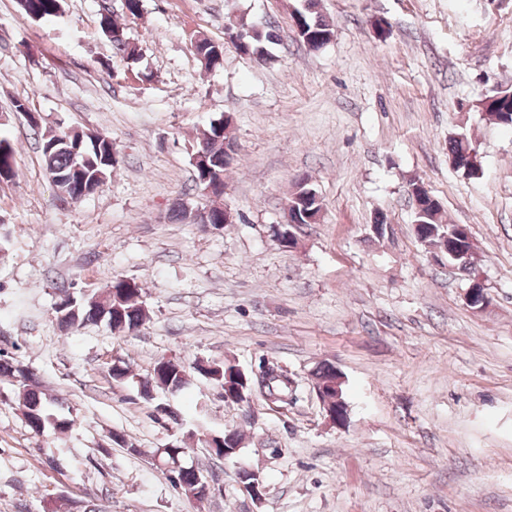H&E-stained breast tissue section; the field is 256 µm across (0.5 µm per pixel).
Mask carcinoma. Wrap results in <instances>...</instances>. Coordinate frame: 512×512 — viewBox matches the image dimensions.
I'll use <instances>...</instances> for the list:
<instances>
[{"label":"carcinoma","mask_w":512,"mask_h":512,"mask_svg":"<svg viewBox=\"0 0 512 512\" xmlns=\"http://www.w3.org/2000/svg\"><path fill=\"white\" fill-rule=\"evenodd\" d=\"M23 12L33 21L46 20L59 15L64 0H26ZM319 0H305L303 9L294 13L293 18L302 25L297 32L298 41L310 50H319L329 44L335 37L334 28L323 19L319 12ZM244 32L243 43L236 49L244 55L259 52L261 40L273 42L278 35L273 27L264 33L244 22L238 23ZM103 34H112V39L125 46L124 54L130 70L142 81L151 78V74L136 69L139 60L137 45L127 38L124 28L120 27L110 14L100 17ZM195 53L206 59L204 67L208 70L219 69L224 64V46L208 38H201L194 45ZM486 111L496 114L499 124L512 128V89L502 91V97L491 102ZM224 120L210 124L197 145V150L207 153V163H193L196 171V186L203 189L212 187L216 197L224 195ZM112 138L93 130H80L71 136L66 132L58 136H44L41 141V153L47 175L54 177L58 189L64 190L70 200L79 201L83 189L99 186L112 175L119 160L113 157ZM16 175V151L12 143L0 136V180L8 182ZM299 199L302 200L306 216L317 222L322 210V203L315 190L308 187L306 179L298 183ZM414 223L417 226L418 241L434 251L447 255L448 264L456 260L448 251V233L450 224L442 223L440 204L431 205L415 211ZM59 316L58 323L63 328L82 327L88 323H105L118 332L133 333L149 318L148 310L142 300V287L137 282H128L116 278L101 293L94 303L74 299L68 293L63 294L54 308ZM209 382L221 387L224 401L232 405L249 404V398L255 389L253 378L238 366L224 360L210 361L209 368L193 366ZM0 376L15 383L16 395L24 408L25 423L38 435L46 433L63 434L77 424V417L70 411L60 408L51 410L45 393L40 389L38 379L32 373L24 372L20 366L9 361L0 360ZM317 383L322 385L325 393L336 396V368L324 365L315 374ZM186 385V368L184 362L175 359H162L153 367L151 380L141 386V394L150 397L152 390L182 391ZM268 397L275 402H282V397L293 393L287 383L271 375L262 384ZM181 443L172 445L171 450L179 452L182 465L166 470L168 478L182 489L193 490L198 482L205 479L202 470L187 461V454L180 452Z\"/></svg>","instance_id":"obj_1"}]
</instances>
